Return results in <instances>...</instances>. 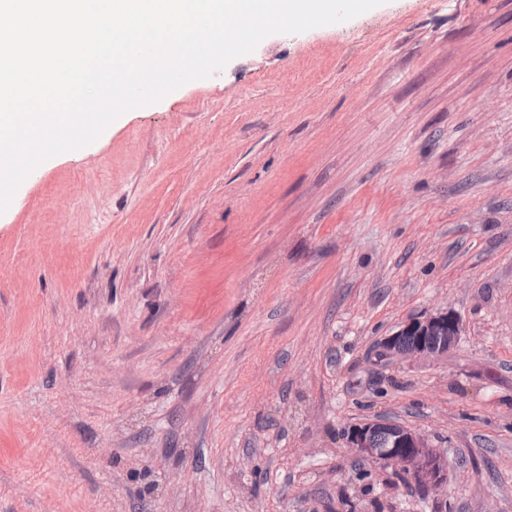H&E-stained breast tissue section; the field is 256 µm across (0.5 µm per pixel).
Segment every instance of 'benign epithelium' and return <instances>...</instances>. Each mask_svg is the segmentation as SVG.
I'll list each match as a JSON object with an SVG mask.
<instances>
[{
	"instance_id": "obj_1",
	"label": "benign epithelium",
	"mask_w": 512,
	"mask_h": 512,
	"mask_svg": "<svg viewBox=\"0 0 512 512\" xmlns=\"http://www.w3.org/2000/svg\"><path fill=\"white\" fill-rule=\"evenodd\" d=\"M409 335L418 337V341L405 348L401 341ZM459 336L460 319L454 312L424 313L384 338L378 344L377 355L388 360L413 358L424 363L435 362L448 356ZM381 435L387 437L389 447H379ZM347 443L358 457L408 475L426 492L448 487L447 454L408 426L389 419H366L348 429Z\"/></svg>"
}]
</instances>
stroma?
Masks as SVG:
<instances>
[{
  "instance_id": "35a3bbf8",
  "label": "stroma",
  "mask_w": 512,
  "mask_h": 512,
  "mask_svg": "<svg viewBox=\"0 0 512 512\" xmlns=\"http://www.w3.org/2000/svg\"><path fill=\"white\" fill-rule=\"evenodd\" d=\"M0 214V512H512V0L275 34ZM451 310L447 358L374 362ZM381 417L448 453L420 497ZM380 435L389 440L388 448L385 436L379 441ZM346 439L358 457L408 475L426 492L448 488L447 454L408 426L389 419H366L352 425Z\"/></svg>"
}]
</instances>
